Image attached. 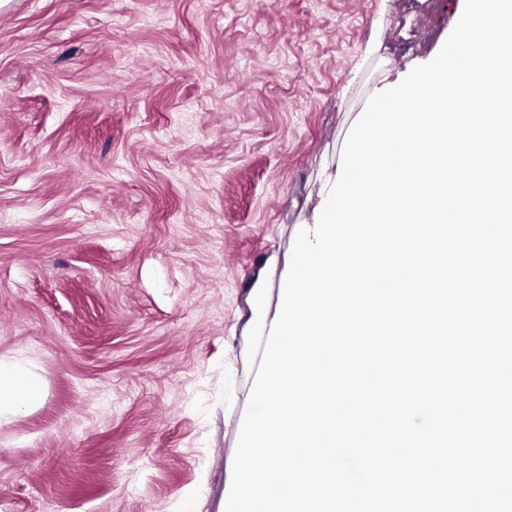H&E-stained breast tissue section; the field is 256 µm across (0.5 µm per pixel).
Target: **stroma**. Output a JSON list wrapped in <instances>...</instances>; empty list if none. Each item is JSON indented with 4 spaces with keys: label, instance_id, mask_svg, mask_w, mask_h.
I'll list each match as a JSON object with an SVG mask.
<instances>
[{
    "label": "stroma",
    "instance_id": "obj_1",
    "mask_svg": "<svg viewBox=\"0 0 512 512\" xmlns=\"http://www.w3.org/2000/svg\"><path fill=\"white\" fill-rule=\"evenodd\" d=\"M464 0H0V512H221L296 232ZM41 389L33 373L0 360V420L29 412L38 403Z\"/></svg>",
    "mask_w": 512,
    "mask_h": 512
}]
</instances>
